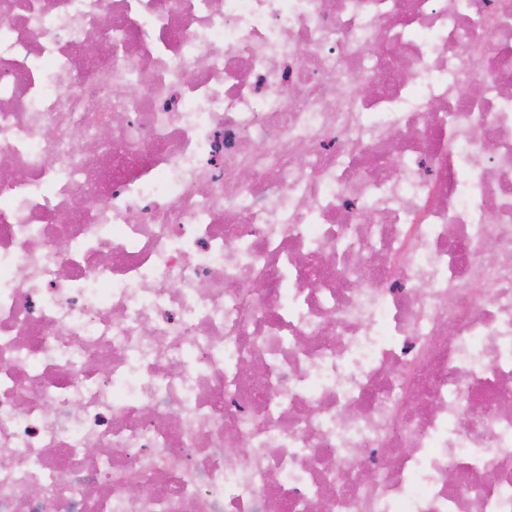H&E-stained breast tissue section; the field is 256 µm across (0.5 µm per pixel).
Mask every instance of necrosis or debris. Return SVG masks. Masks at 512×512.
<instances>
[{"label":"necrosis or debris","instance_id":"4bbe7bcc","mask_svg":"<svg viewBox=\"0 0 512 512\" xmlns=\"http://www.w3.org/2000/svg\"><path fill=\"white\" fill-rule=\"evenodd\" d=\"M0 456V512H512V0H0Z\"/></svg>","mask_w":512,"mask_h":512}]
</instances>
